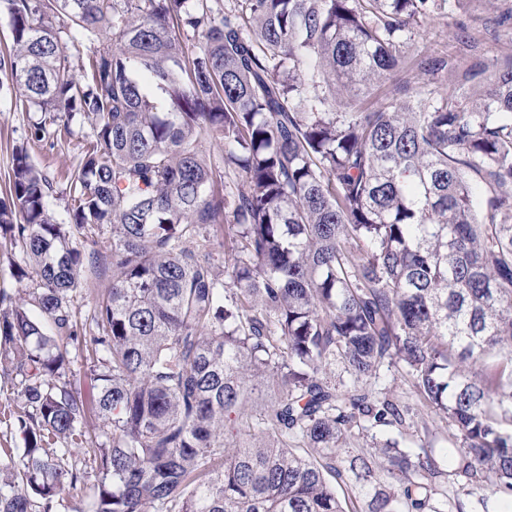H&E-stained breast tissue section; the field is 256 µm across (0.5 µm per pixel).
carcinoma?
<instances>
[{
    "instance_id": "obj_1",
    "label": "carcinoma",
    "mask_w": 512,
    "mask_h": 512,
    "mask_svg": "<svg viewBox=\"0 0 512 512\" xmlns=\"http://www.w3.org/2000/svg\"><path fill=\"white\" fill-rule=\"evenodd\" d=\"M436 2L0 0V86L44 113L31 139L93 125L65 218L24 146L0 196V238L37 276L26 299L0 291L24 441L0 458V512H65L79 485L91 512H468L444 493L459 479L512 494V58L419 54L431 80L363 106ZM88 257L112 286L80 322ZM73 351L109 448L84 430ZM398 363L455 447L376 438L406 436L378 387Z\"/></svg>"
}]
</instances>
